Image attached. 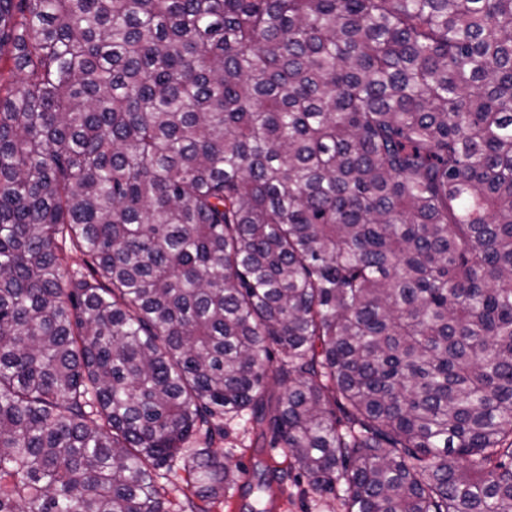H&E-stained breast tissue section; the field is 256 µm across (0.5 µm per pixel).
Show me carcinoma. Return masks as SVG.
<instances>
[{
    "instance_id": "cac0c4a2",
    "label": "carcinoma",
    "mask_w": 512,
    "mask_h": 512,
    "mask_svg": "<svg viewBox=\"0 0 512 512\" xmlns=\"http://www.w3.org/2000/svg\"><path fill=\"white\" fill-rule=\"evenodd\" d=\"M1 59L0 512H213L245 410L341 512H512V0H0Z\"/></svg>"
}]
</instances>
